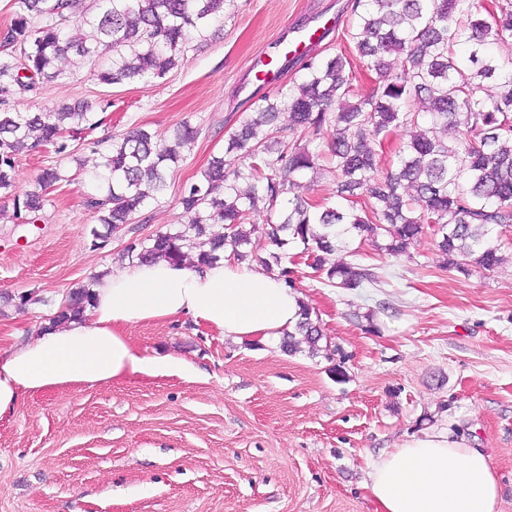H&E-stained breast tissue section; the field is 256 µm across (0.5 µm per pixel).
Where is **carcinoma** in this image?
Here are the masks:
<instances>
[{"mask_svg":"<svg viewBox=\"0 0 512 512\" xmlns=\"http://www.w3.org/2000/svg\"><path fill=\"white\" fill-rule=\"evenodd\" d=\"M98 2L89 19L82 0H15L0 43V196L12 199L18 216L40 211L43 193L66 176L46 167L35 190L18 194L17 150L29 141L64 155L69 139L102 124L87 102L26 112L20 96L63 76L59 63L72 55L94 63L115 52L97 74L106 85L162 78L224 8V0ZM351 12L354 22L334 56L284 58L283 69H298L292 86L263 96L229 135L230 158H213L183 191L180 205L191 221L130 243L127 256L177 263L187 247L199 249V266L224 257L241 262L248 257L242 248L251 244L243 226L264 211L260 235L267 247L256 260L293 290L282 252L290 239L324 281L349 291L378 283L379 275L360 262H330L347 235L381 239L378 248L397 258L409 255L429 229L448 267L466 274L500 267L494 231L512 226V55L491 46L512 45V0H352ZM128 45L139 49L126 56L121 48ZM353 52L376 74L368 92L358 86ZM282 112L292 138L280 141L273 156L265 126ZM400 127L410 130V139L385 170L377 147ZM198 134L186 121L171 141L141 128L112 138L93 175L100 188L85 200L102 226L92 229L94 239L106 242L132 223L147 199L164 193L166 167L183 159ZM318 140L334 164L336 199L357 198L361 211L288 198L322 158L309 150ZM206 224L224 225V235L199 241ZM90 287L70 292L50 326L82 318L93 300ZM297 335L311 353L321 351L319 318L304 302L283 346L293 348Z\"/></svg>","mask_w":512,"mask_h":512,"instance_id":"carcinoma-1","label":"carcinoma"}]
</instances>
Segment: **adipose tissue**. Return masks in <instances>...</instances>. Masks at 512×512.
I'll use <instances>...</instances> for the list:
<instances>
[{"label":"adipose tissue","mask_w":512,"mask_h":512,"mask_svg":"<svg viewBox=\"0 0 512 512\" xmlns=\"http://www.w3.org/2000/svg\"><path fill=\"white\" fill-rule=\"evenodd\" d=\"M183 317L236 341L264 342L295 327L299 295L276 275L226 259L112 270L96 284L85 318L0 351V420L28 393L109 383L130 372L188 373L191 364L179 357H137L126 334L134 324ZM364 487L378 512H497L500 496L488 456L445 429L371 459Z\"/></svg>","instance_id":"obj_1"}]
</instances>
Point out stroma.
<instances>
[{"instance_id": "obj_1", "label": "stroma", "mask_w": 512, "mask_h": 512, "mask_svg": "<svg viewBox=\"0 0 512 512\" xmlns=\"http://www.w3.org/2000/svg\"><path fill=\"white\" fill-rule=\"evenodd\" d=\"M351 18L350 0H224L164 78L107 86L70 65L66 78L24 94L31 112L81 99L112 108L68 157L28 146L17 155L18 192L51 165L67 180L31 218L0 197V345L34 340L74 287L125 263L131 242L188 223L184 186L276 92L252 61H279L301 23L329 24L306 52L333 56ZM185 120L200 135L168 169L165 192L92 246L83 199L95 191L97 140L136 127L170 136ZM285 251L330 354L235 342L187 319L132 325L135 354L168 353L195 374L131 373L22 396L0 423V512H376L366 459L445 427L488 455L498 512H512V230L501 237L503 265L487 276L446 268L429 234L397 259L362 241L358 259L382 281L354 291L326 285L299 244ZM370 314L379 333L366 329Z\"/></svg>"}]
</instances>
